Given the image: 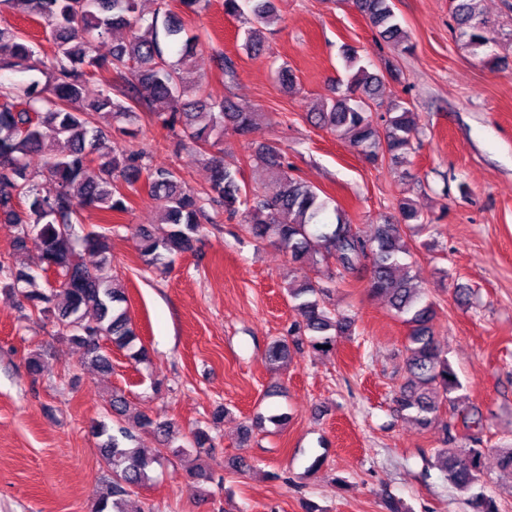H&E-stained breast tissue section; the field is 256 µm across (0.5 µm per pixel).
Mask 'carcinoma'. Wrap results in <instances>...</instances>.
Returning a JSON list of instances; mask_svg holds the SVG:
<instances>
[{"label": "carcinoma", "instance_id": "1", "mask_svg": "<svg viewBox=\"0 0 512 512\" xmlns=\"http://www.w3.org/2000/svg\"><path fill=\"white\" fill-rule=\"evenodd\" d=\"M476 0H451V14L460 37L474 52L487 50L497 42L494 26L476 12ZM21 11L38 18L51 44V54L40 62L44 83L0 85V221L13 226V249L25 247L30 232L37 231L41 242L40 266L55 275L56 283L15 271L9 257L0 255V282L20 293L30 311L53 315L57 335L82 346L91 365L102 372L112 370L105 344L124 350L138 362L148 359V351L136 333L128 312L127 297L118 272L112 268V237L107 232L76 230L81 212L88 206L106 212L128 211L123 188L136 189L144 183L148 196L163 212V223L171 230L163 237L141 228V258L154 266L167 258L194 251L207 221V207L219 206L230 215L244 207L246 231L255 239L279 245L295 263H306L315 277L295 285L286 293L299 317L288 335L273 340L265 353L266 363L282 369L291 358L290 345L306 340L312 350L334 349L336 336L350 334L355 319L329 307L328 284L343 281L365 262H371L370 289L389 298L391 307L409 325L405 383L395 395L399 411L411 412L422 428L439 419L444 406L451 407L453 394L462 383L435 341L433 303L414 277L410 266L401 262L409 254L404 240L406 229L425 226V217L414 203L397 202L398 216L377 225L367 238L347 222L339 205L321 195L319 189L292 172L286 155L277 147L263 145L254 160L280 183L273 197L248 190L237 172L216 156L209 158L211 188L196 192L188 188L179 171L155 168L144 148H119L100 125L108 117L120 124L118 131L130 138L138 136L139 108L156 103L169 112L157 114L161 124L188 149L216 147L223 142L224 125L246 136L253 126L254 113L229 98L210 101L202 88L190 80L184 62L196 50L197 37L182 36L185 27L173 13L153 18L144 26L137 16L136 0H12ZM355 8L371 22L386 43L411 51L407 36L395 12L394 0H352ZM224 13L235 17L251 14L256 27L247 30L245 48L257 55L263 47L260 24L276 13L273 0H224ZM114 29H126L129 37L112 44L110 58L95 54L96 39ZM178 49L175 62L168 59ZM34 49L30 40L12 28L0 27V71L30 68ZM352 70L346 93L310 113L311 122L349 141L366 159L376 162L389 157L397 161L415 150L417 130L411 111L397 105L383 124L373 119L371 103L380 91V75L358 65L355 51L345 55ZM116 75L107 80L97 96L86 94L87 86L101 72ZM71 144L67 153L53 146ZM42 155L41 175L54 181L55 193L43 195L36 175L29 171L28 159ZM95 174H89L90 170ZM99 257L89 266L83 255ZM115 427L95 426L98 448L108 478L95 500L92 512H127V498L133 490L151 480L157 457L133 446L138 431H150L172 447L175 431L171 422L158 416L139 414L125 425L127 403L115 393L110 399ZM464 428L474 431L467 448L452 451L440 448L431 466L459 489H469L481 480V417L464 418ZM188 447L195 458L213 447L206 427L192 429ZM472 512H499L493 497L480 492L469 499Z\"/></svg>", "mask_w": 512, "mask_h": 512}]
</instances>
